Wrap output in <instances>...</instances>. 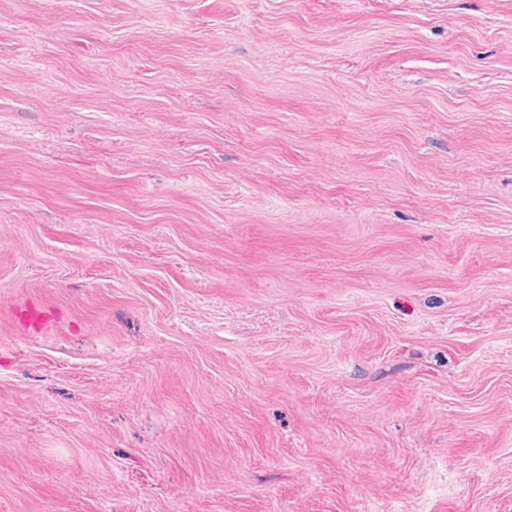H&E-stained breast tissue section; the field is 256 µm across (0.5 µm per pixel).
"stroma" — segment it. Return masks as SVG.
<instances>
[{
    "label": "stroma",
    "mask_w": 512,
    "mask_h": 512,
    "mask_svg": "<svg viewBox=\"0 0 512 512\" xmlns=\"http://www.w3.org/2000/svg\"><path fill=\"white\" fill-rule=\"evenodd\" d=\"M0 512H512V0H0Z\"/></svg>",
    "instance_id": "obj_1"
}]
</instances>
